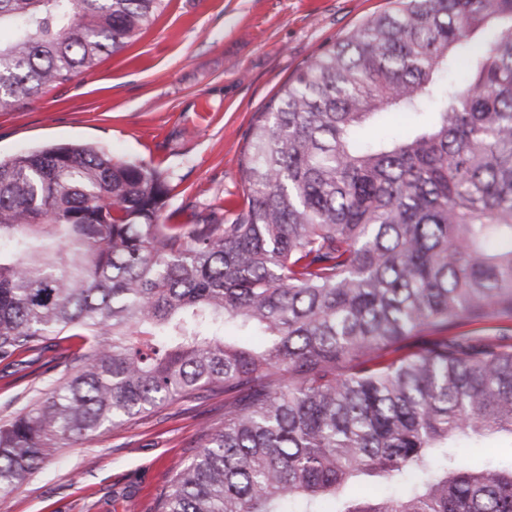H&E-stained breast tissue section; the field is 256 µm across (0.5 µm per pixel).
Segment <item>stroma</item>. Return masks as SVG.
<instances>
[{"mask_svg": "<svg viewBox=\"0 0 512 512\" xmlns=\"http://www.w3.org/2000/svg\"><path fill=\"white\" fill-rule=\"evenodd\" d=\"M389 0H168L135 41L89 72L0 109V157L51 144H93L168 170V211L225 218L255 115L322 48ZM71 339L56 367L0 372V421L76 365ZM224 418L223 397L180 398L148 418L66 445L0 496V512H156L176 471Z\"/></svg>", "mask_w": 512, "mask_h": 512, "instance_id": "obj_1", "label": "stroma"}]
</instances>
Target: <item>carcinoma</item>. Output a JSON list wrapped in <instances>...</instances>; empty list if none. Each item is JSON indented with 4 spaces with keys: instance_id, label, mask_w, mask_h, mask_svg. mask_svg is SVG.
<instances>
[{
    "instance_id": "cac0c4a2",
    "label": "carcinoma",
    "mask_w": 512,
    "mask_h": 512,
    "mask_svg": "<svg viewBox=\"0 0 512 512\" xmlns=\"http://www.w3.org/2000/svg\"><path fill=\"white\" fill-rule=\"evenodd\" d=\"M394 2L258 114L222 223H165L170 175L104 148L0 160V363L85 344L0 423V494L68 442L203 390L224 420L157 512H512V463L470 461L512 442V348L447 335L512 319V0ZM164 7L0 0V108Z\"/></svg>"
}]
</instances>
